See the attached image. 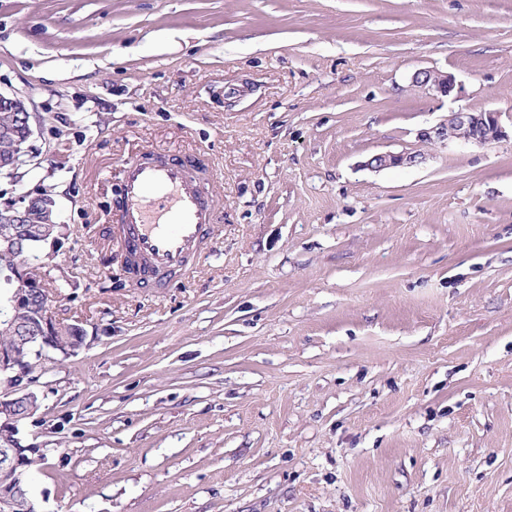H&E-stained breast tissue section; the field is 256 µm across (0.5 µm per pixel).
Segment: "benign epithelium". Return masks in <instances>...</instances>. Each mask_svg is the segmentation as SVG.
Here are the masks:
<instances>
[{"mask_svg": "<svg viewBox=\"0 0 512 512\" xmlns=\"http://www.w3.org/2000/svg\"><path fill=\"white\" fill-rule=\"evenodd\" d=\"M413 82L418 86H427L437 93L448 96L455 89V79L448 73L419 71L414 74ZM0 112L20 113L19 119L25 126L27 137L34 134L31 113L25 102L13 95L0 92ZM505 136L499 123V115L487 112H453L448 117V126L437 130L440 139H458L466 143L486 144ZM413 154H376L365 162V167L384 169L415 162ZM27 163L26 152L19 146L0 156V168L16 171ZM37 208L43 215L38 219L32 213V202L7 203L0 206V223L12 226V232L0 234V254H19L30 241L55 243L57 237L53 231L55 223V201L48 192L40 196ZM29 268L16 266L6 277L7 289L5 304L18 309L28 303L36 302L39 312L26 323L12 318H0V333L15 337L12 347L0 348V431L3 442L0 443V512H39L28 496L27 461L36 453V448L19 444L16 434L18 423L27 418L22 413L23 406L38 400L31 389L36 382L31 375L30 366L22 360V350L36 348V354L43 357L48 349L59 350L65 356L78 353L89 344L86 330L78 323L65 324L52 315L53 295L44 282L35 281L28 275ZM69 335L70 344L60 349L57 344L59 335Z\"/></svg>", "mask_w": 512, "mask_h": 512, "instance_id": "7a95c632", "label": "benign epithelium"}]
</instances>
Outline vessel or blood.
Wrapping results in <instances>:
<instances>
[{"instance_id": "vessel-or-blood-1", "label": "vessel or blood", "mask_w": 512, "mask_h": 512, "mask_svg": "<svg viewBox=\"0 0 512 512\" xmlns=\"http://www.w3.org/2000/svg\"><path fill=\"white\" fill-rule=\"evenodd\" d=\"M206 173L186 159L142 157L123 165L113 229L123 254L155 274V287H167V274L188 266L213 227L214 203L202 185Z\"/></svg>"}]
</instances>
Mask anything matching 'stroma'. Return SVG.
Instances as JSON below:
<instances>
[{
    "instance_id": "1",
    "label": "stroma",
    "mask_w": 512,
    "mask_h": 512,
    "mask_svg": "<svg viewBox=\"0 0 512 512\" xmlns=\"http://www.w3.org/2000/svg\"><path fill=\"white\" fill-rule=\"evenodd\" d=\"M0 91L93 338L19 425L41 512H512V0H0ZM461 110L507 137L422 140ZM144 152L217 172L161 291L112 259ZM413 82L417 86H428L441 95L448 96L455 89V79L451 74L419 71L413 76ZM417 155L413 154H394V153H381L376 154L365 162V167L371 169H384L390 167L402 166L405 164H412L415 162Z\"/></svg>"
}]
</instances>
